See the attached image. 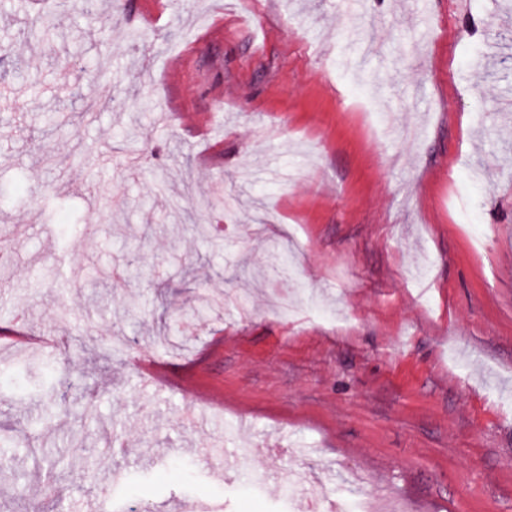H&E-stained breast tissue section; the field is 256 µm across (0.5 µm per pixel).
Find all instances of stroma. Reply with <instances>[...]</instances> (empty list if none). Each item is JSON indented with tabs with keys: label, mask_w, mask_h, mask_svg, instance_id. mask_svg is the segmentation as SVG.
<instances>
[{
	"label": "stroma",
	"mask_w": 512,
	"mask_h": 512,
	"mask_svg": "<svg viewBox=\"0 0 512 512\" xmlns=\"http://www.w3.org/2000/svg\"><path fill=\"white\" fill-rule=\"evenodd\" d=\"M51 7L0 0V328L55 340L0 369L66 398L0 387V512H306L352 478L512 512V0H96L47 40Z\"/></svg>",
	"instance_id": "stroma-1"
}]
</instances>
